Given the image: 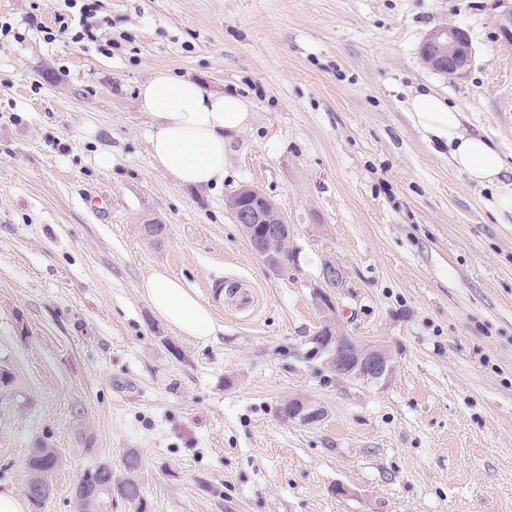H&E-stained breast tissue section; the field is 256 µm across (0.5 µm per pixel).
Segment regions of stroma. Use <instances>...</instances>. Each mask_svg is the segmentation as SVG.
Here are the masks:
<instances>
[{"mask_svg": "<svg viewBox=\"0 0 512 512\" xmlns=\"http://www.w3.org/2000/svg\"><path fill=\"white\" fill-rule=\"evenodd\" d=\"M512 0H102L94 43L0 40V488L44 443L60 462L39 512H74L100 462H143L147 512H512V212L434 150L407 113L429 88L512 168ZM463 29L464 77L420 57ZM251 104L224 180L156 169L137 93L155 69ZM118 156L100 166L101 152ZM260 188L293 227L269 272L227 208ZM112 201L102 221L89 195ZM165 226L158 241L145 219ZM336 322L384 345L379 381L308 355L325 263ZM163 267L210 303L178 334L140 291ZM325 411L283 422L291 396Z\"/></svg>", "mask_w": 512, "mask_h": 512, "instance_id": "stroma-1", "label": "stroma"}]
</instances>
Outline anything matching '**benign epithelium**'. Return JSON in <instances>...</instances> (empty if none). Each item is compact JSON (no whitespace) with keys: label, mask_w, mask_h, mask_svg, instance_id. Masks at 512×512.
I'll return each mask as SVG.
<instances>
[{"label":"benign epithelium","mask_w":512,"mask_h":512,"mask_svg":"<svg viewBox=\"0 0 512 512\" xmlns=\"http://www.w3.org/2000/svg\"><path fill=\"white\" fill-rule=\"evenodd\" d=\"M448 42V54L436 48L441 41ZM423 63L450 78L463 74L469 61L471 44L463 29L453 25L435 28L420 48ZM236 223L249 242L252 251L271 273L288 274V263L294 256H285L283 244L291 239V227L284 212L271 204L269 197L254 186H244L228 205ZM344 277L333 264L323 267L320 285L313 295L317 306L325 314V322L309 339V354L321 360L323 367L343 380L379 381L391 371L390 355L380 344H366L358 338L336 329L333 301L335 290L343 287ZM283 418L301 425H314L324 417V410L316 402L293 397L281 404Z\"/></svg>","instance_id":"benign-epithelium-1"}]
</instances>
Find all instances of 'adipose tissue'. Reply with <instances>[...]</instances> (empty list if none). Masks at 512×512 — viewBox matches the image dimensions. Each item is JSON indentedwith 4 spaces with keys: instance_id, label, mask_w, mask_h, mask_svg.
I'll return each instance as SVG.
<instances>
[{
    "instance_id": "ef3b65f1",
    "label": "adipose tissue",
    "mask_w": 512,
    "mask_h": 512,
    "mask_svg": "<svg viewBox=\"0 0 512 512\" xmlns=\"http://www.w3.org/2000/svg\"><path fill=\"white\" fill-rule=\"evenodd\" d=\"M138 103L152 121L150 150L160 171L179 185L198 190L223 181L225 137L248 125L251 108L246 100L206 91L195 81L158 69L140 86ZM408 109L414 125L447 149L458 172L476 185L497 187L499 208L512 210L507 165L488 138L468 131L463 114L434 91L416 93ZM141 288L155 314L180 334L211 335L214 320L209 303L181 279L157 268Z\"/></svg>"
}]
</instances>
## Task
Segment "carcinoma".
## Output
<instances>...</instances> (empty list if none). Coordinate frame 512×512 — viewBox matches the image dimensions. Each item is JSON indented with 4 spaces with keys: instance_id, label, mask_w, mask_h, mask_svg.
<instances>
[{
    "instance_id": "cac0c4a2",
    "label": "carcinoma",
    "mask_w": 512,
    "mask_h": 512,
    "mask_svg": "<svg viewBox=\"0 0 512 512\" xmlns=\"http://www.w3.org/2000/svg\"><path fill=\"white\" fill-rule=\"evenodd\" d=\"M57 464L58 456L52 448H33L28 453L23 464L26 472L24 492L33 508H39L45 497L33 495L29 487L34 481L49 484V474ZM141 470V457L135 450L123 454L117 473L107 470L103 462L86 469L82 474L86 486L84 490L74 493L75 512H109L112 501L116 499L134 506L136 512H146ZM103 485L112 486V494L99 491Z\"/></svg>"
}]
</instances>
